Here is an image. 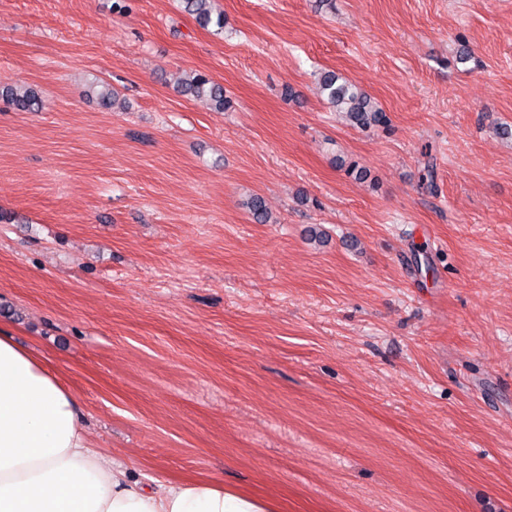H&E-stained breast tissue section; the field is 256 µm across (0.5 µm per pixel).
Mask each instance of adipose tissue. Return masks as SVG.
<instances>
[{
  "instance_id": "ef3b65f1",
  "label": "adipose tissue",
  "mask_w": 512,
  "mask_h": 512,
  "mask_svg": "<svg viewBox=\"0 0 512 512\" xmlns=\"http://www.w3.org/2000/svg\"><path fill=\"white\" fill-rule=\"evenodd\" d=\"M0 512H271L216 481L150 488L93 448L75 394L0 334Z\"/></svg>"
}]
</instances>
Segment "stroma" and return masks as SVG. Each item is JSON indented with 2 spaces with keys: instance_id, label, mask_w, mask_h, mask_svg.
Listing matches in <instances>:
<instances>
[{
  "instance_id": "stroma-1",
  "label": "stroma",
  "mask_w": 512,
  "mask_h": 512,
  "mask_svg": "<svg viewBox=\"0 0 512 512\" xmlns=\"http://www.w3.org/2000/svg\"><path fill=\"white\" fill-rule=\"evenodd\" d=\"M215 5L220 34L181 0H0V87L43 101H0V333L147 485L512 512V0ZM318 85L321 95L345 114L352 127L367 129L387 124L383 109L352 81L324 71L318 75ZM183 92L195 98L205 99L220 110L231 106V100L226 95L223 85L202 74H195L192 78L187 79ZM0 98L6 100L16 111L37 112L42 107L41 99L25 85L5 87L0 89Z\"/></svg>"
}]
</instances>
